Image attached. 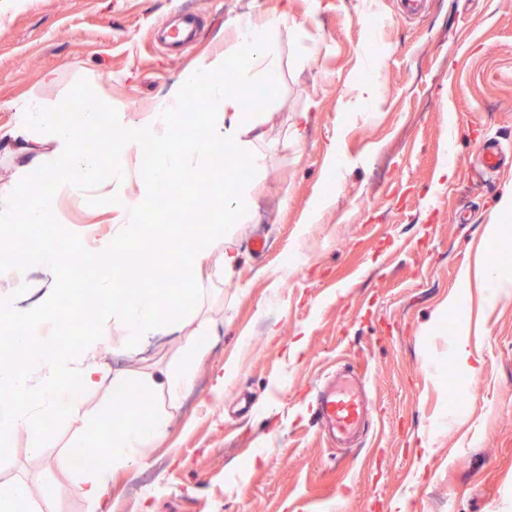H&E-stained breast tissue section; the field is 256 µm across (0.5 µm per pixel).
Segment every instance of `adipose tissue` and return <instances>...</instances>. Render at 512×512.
I'll return each mask as SVG.
<instances>
[{"label": "adipose tissue", "instance_id": "ef3b65f1", "mask_svg": "<svg viewBox=\"0 0 512 512\" xmlns=\"http://www.w3.org/2000/svg\"><path fill=\"white\" fill-rule=\"evenodd\" d=\"M269 20L250 17L236 23L227 50L213 57L201 58L187 69L169 92L154 106L148 120L118 125L124 153L109 169H102L98 155L83 149L79 133L98 127L103 109L92 99L82 98L78 125L61 122L55 109L34 96L16 101L13 123L0 126V147L17 162L13 182L23 190L21 196L5 198L0 203V228L9 229L18 217L27 223H44L53 208L60 188L78 191L93 186H122L137 178L139 191L116 203L110 238L93 242L88 248L97 264L98 288L104 300L99 316L91 327L82 329V359L59 350L54 344L38 339V329L55 321V301L61 287L58 273L65 262L56 249L39 253L44 296L27 301L23 291L28 286L29 268L16 263L10 252L0 251V328L15 333L26 355L8 371L0 372V390L8 399L0 400V456L8 455L13 436L25 431L33 451H40L49 441L56 424L62 419L77 420L78 410L70 394L71 386L81 390L96 389L102 379L99 362L104 346L111 342L112 324L120 322L125 331L123 348L137 350L154 336L181 335L185 349L179 364L161 375L139 379L145 393L160 390L170 401L191 387L196 367L202 357L196 334L186 333V312L180 296L161 295L151 289L116 291L115 272L108 262L116 243L123 242L142 249L154 247L156 257L177 256L180 269L190 287L202 285L215 275H232L240 263V253L231 244L232 226L217 224L198 226L186 233L182 225L167 226L151 235L145 222L150 214V199L169 174L177 172L189 181H197L201 172L223 171L225 157H232L243 171L242 177L224 195V209L234 224L247 223L253 204L250 180L261 169L263 156L257 143L264 138L259 113L247 111L241 91L261 83L272 86L277 79L278 58L272 46ZM239 61L234 81H226L224 71L231 61ZM204 94L209 109L200 113L207 127L203 138L174 139L173 122L191 95ZM44 151L32 155L33 146ZM150 152L149 169L132 174L127 156ZM67 169L66 182H57L54 174ZM171 425L166 410L154 408L135 421L126 420L112 430H89L87 442L105 441L109 454L86 475L84 494L95 506L94 512H112L106 497L114 471L136 465L145 451L161 441Z\"/></svg>", "mask_w": 512, "mask_h": 512}]
</instances>
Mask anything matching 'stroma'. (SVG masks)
Here are the masks:
<instances>
[{"label":"stroma","instance_id":"35a3bbf8","mask_svg":"<svg viewBox=\"0 0 512 512\" xmlns=\"http://www.w3.org/2000/svg\"><path fill=\"white\" fill-rule=\"evenodd\" d=\"M186 12L201 17L197 38L169 49L162 27ZM247 16L275 20L279 77L262 106L255 216L234 234L242 262L190 305L218 333L167 436L109 496L118 512H512V292L490 299L486 282L512 257L499 209L512 160L491 175L478 160L486 140L512 145V0H418L412 14L404 0H0V126L31 94L65 121L81 92L143 120ZM369 80L378 96L361 112ZM121 197L59 195L44 240L84 251ZM488 224L499 237L484 239ZM458 291L463 307L447 309ZM464 323L470 373L448 355ZM124 336L113 325L102 382L76 399L101 424L114 375L181 357V337L129 354ZM346 361L366 378L375 425L341 447L310 403ZM79 444L65 420L38 452L16 436L0 483L28 486L18 512H90Z\"/></svg>","mask_w":512,"mask_h":512}]
</instances>
